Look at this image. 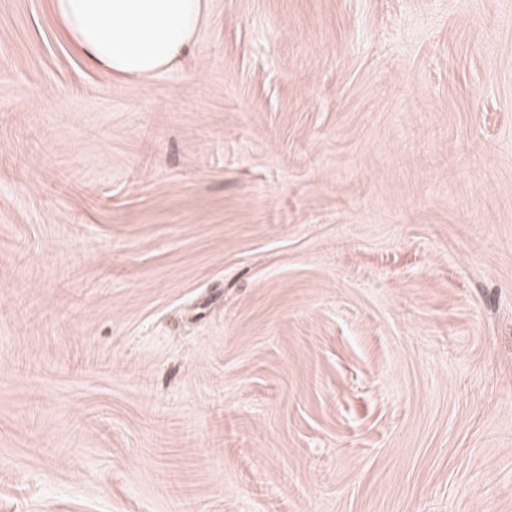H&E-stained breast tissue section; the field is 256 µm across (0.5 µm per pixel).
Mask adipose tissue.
<instances>
[{
    "label": "adipose tissue",
    "instance_id": "adipose-tissue-1",
    "mask_svg": "<svg viewBox=\"0 0 512 512\" xmlns=\"http://www.w3.org/2000/svg\"><path fill=\"white\" fill-rule=\"evenodd\" d=\"M53 7L90 65L150 78L191 52L207 0H53Z\"/></svg>",
    "mask_w": 512,
    "mask_h": 512
}]
</instances>
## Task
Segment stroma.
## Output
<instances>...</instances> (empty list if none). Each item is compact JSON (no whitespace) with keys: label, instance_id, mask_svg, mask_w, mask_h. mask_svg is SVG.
<instances>
[{"label":"stroma","instance_id":"35a3bbf8","mask_svg":"<svg viewBox=\"0 0 512 512\" xmlns=\"http://www.w3.org/2000/svg\"><path fill=\"white\" fill-rule=\"evenodd\" d=\"M194 42L0 0V512H512V0ZM64 29L93 67L150 78L192 50L207 0H52Z\"/></svg>","mask_w":512,"mask_h":512}]
</instances>
